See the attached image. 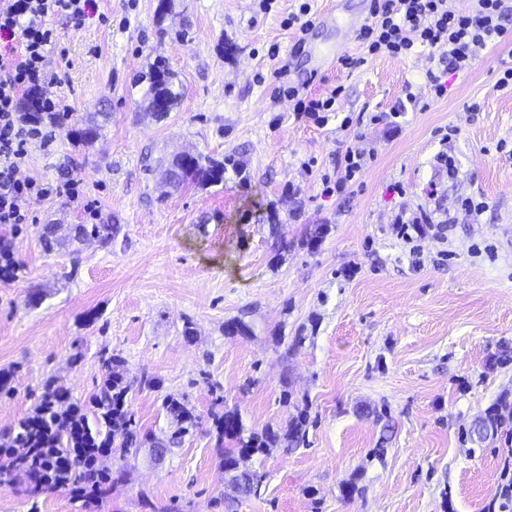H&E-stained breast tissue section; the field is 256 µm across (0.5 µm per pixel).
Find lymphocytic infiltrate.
<instances>
[{
	"instance_id": "f902f5d3",
	"label": "lymphocytic infiltrate",
	"mask_w": 512,
	"mask_h": 512,
	"mask_svg": "<svg viewBox=\"0 0 512 512\" xmlns=\"http://www.w3.org/2000/svg\"><path fill=\"white\" fill-rule=\"evenodd\" d=\"M97 0H0V224H30L31 202L53 198L76 200L75 183H38L19 179L32 147L49 148L54 128L23 119L21 94L45 77V62L56 46L49 21L63 16L81 22L96 12ZM512 36V9L504 0H469L461 10L448 0H375L371 19L359 31L365 55L344 58L346 68L367 57L413 54L417 47L436 49L448 71L471 68L489 43Z\"/></svg>"
}]
</instances>
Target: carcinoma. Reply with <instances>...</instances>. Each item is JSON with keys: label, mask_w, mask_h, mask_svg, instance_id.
Listing matches in <instances>:
<instances>
[{"label": "carcinoma", "mask_w": 512, "mask_h": 512, "mask_svg": "<svg viewBox=\"0 0 512 512\" xmlns=\"http://www.w3.org/2000/svg\"><path fill=\"white\" fill-rule=\"evenodd\" d=\"M134 85L141 87L145 109L157 120L165 118L182 98L176 75L161 55L154 58L147 71L136 77ZM160 97L168 101V107L163 111L153 107L154 101ZM39 102L37 95L29 96L23 104L24 117L36 122L53 120L51 113L40 111ZM229 166L235 173H240L239 164L230 157L219 160L201 154L190 157L178 155L167 160L164 174L179 184L190 181L206 188L223 183ZM88 237L109 242L112 240V225L77 224L73 227L74 239L81 241ZM21 269L12 250H0L1 279L13 280ZM100 363L104 377L91 397L94 421H89L81 406L71 402L68 394L55 385L54 380L46 381L34 414L20 421L9 432L8 441L0 445L1 449H10L9 455L12 456V464L0 467V484L10 482V471L18 465L33 476V490L37 492L46 486L59 487L78 482L84 494L94 498L101 493L110 476L108 468L97 465L93 460L92 449L117 448L128 454L146 444L152 448L178 447L190 431L200 426V416L185 403L168 398L164 406L177 423V429L165 440L148 434L139 436L133 428V415L126 408L128 387L123 385L120 374L121 358L104 350L100 354ZM511 414L512 404L502 401L485 412L471 427L470 435L479 441L495 435ZM308 417V408L297 409V415L281 434L270 427L262 431L246 429L236 411L211 413L216 430L215 447L222 449L224 454V471L237 469L240 457L262 454L279 442L286 443L289 448L297 447L304 441ZM226 440L234 447L224 448Z\"/></svg>", "instance_id": "cac0c4a2"}]
</instances>
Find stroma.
<instances>
[{
  "label": "stroma",
  "instance_id": "35a3bbf8",
  "mask_svg": "<svg viewBox=\"0 0 512 512\" xmlns=\"http://www.w3.org/2000/svg\"><path fill=\"white\" fill-rule=\"evenodd\" d=\"M98 0L82 25L58 16L41 87L71 111L20 178L76 182L79 201L35 203V223L0 224L23 266L0 282V442L33 415L45 380L88 407L102 350L123 360L126 406L143 431L177 425L166 398L201 416L163 459L112 450L106 497L71 488L29 494L0 485V512H487L504 483L512 429L478 442L473 423L512 398V91L496 86L512 40L445 75L431 94L435 53L379 57L351 71L317 70L315 51L340 40L313 24L285 28L298 0ZM183 96L163 120L143 110L133 77L155 55ZM342 87L341 114L320 126L293 109L288 87ZM399 130L373 122L405 99ZM108 111L100 136L68 131ZM349 127H342L343 117ZM370 154L360 179L328 196L323 176L346 150ZM235 156L242 175L173 185L161 164L177 153ZM447 153L456 172L436 161ZM483 203L465 211L464 198ZM448 212L443 237L405 241L399 212ZM276 212L284 235L272 234ZM77 224H108L112 240L70 239ZM327 225L317 249L307 239ZM57 226L46 249L45 226ZM241 318L251 335H228ZM303 333L289 352L278 336ZM155 388L141 386L143 375ZM246 427L282 432L308 407L304 443L242 459L263 473L259 495L226 482L215 446L209 383ZM290 402H283L284 393ZM388 411L390 423L379 421ZM386 446L379 458L372 452ZM355 483L345 495L347 483Z\"/></svg>",
  "mask_w": 512,
  "mask_h": 512
}]
</instances>
